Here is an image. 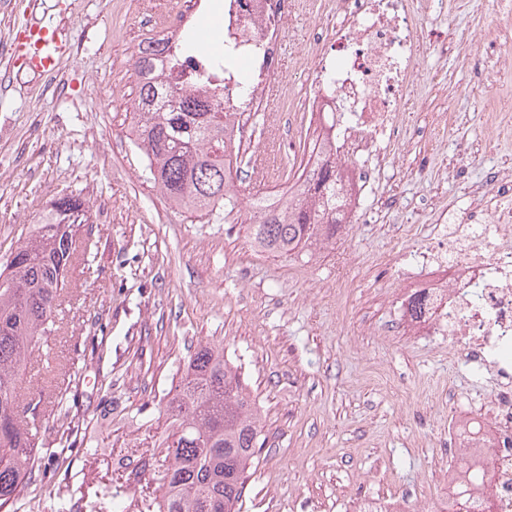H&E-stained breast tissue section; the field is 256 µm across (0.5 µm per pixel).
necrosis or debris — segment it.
I'll return each mask as SVG.
<instances>
[{
  "label": "necrosis or debris",
  "instance_id": "1",
  "mask_svg": "<svg viewBox=\"0 0 512 512\" xmlns=\"http://www.w3.org/2000/svg\"><path fill=\"white\" fill-rule=\"evenodd\" d=\"M206 0H169L150 16L146 44L154 46L160 79L190 87V73L208 70L206 58L186 54L190 24ZM306 0H224V47L245 62L209 71L220 94L231 162L251 143L257 113L280 95L288 22ZM423 24L414 0H323L306 33L308 51L296 60L306 82L289 111L305 112L323 142L304 162L335 160L346 178L341 206L349 224H375L363 197L398 162L389 152L416 73ZM470 200L432 227L411 251L412 268L396 286L399 322L410 334L446 344L460 372L490 377L497 392L479 413L448 408L452 485H464L477 512H512V165L496 168L468 188ZM423 302L412 313L413 299ZM479 481H471V474Z\"/></svg>",
  "mask_w": 512,
  "mask_h": 512
}]
</instances>
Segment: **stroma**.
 <instances>
[{"mask_svg":"<svg viewBox=\"0 0 512 512\" xmlns=\"http://www.w3.org/2000/svg\"><path fill=\"white\" fill-rule=\"evenodd\" d=\"M142 3L0 0V33L34 22L67 45L51 76L0 53V262L60 193L89 204L96 244L95 259L72 275L60 330L34 350L24 377L43 393L40 441L60 466L21 491L20 512H55L65 477L134 492L120 472L85 468L83 445L60 447L57 397L66 394L83 432L136 466L138 449L166 437L159 402L200 342L223 347L260 416L265 445L240 512H361L371 498H447L449 393L467 400L486 388L455 376L434 339L402 333L392 292L419 242L413 224L467 201L463 182L441 176L460 145L487 143L468 166L473 181L512 161V119L486 112L512 99V78L486 83L472 65H494L492 42L512 38V18L494 0L438 9L421 0L427 38L405 119L426 126L448 108L453 130L392 145L402 163L368 199L379 223L345 225L334 247L312 256L279 257L248 237L253 168L240 178L241 210L218 221L172 206L128 139ZM452 30L465 42L441 53ZM308 129L301 117L277 127L260 117L252 150L276 188L294 183L288 139ZM391 196L399 207L386 206Z\"/></svg>","mask_w":512,"mask_h":512,"instance_id":"35a3bbf8","label":"stroma"}]
</instances>
